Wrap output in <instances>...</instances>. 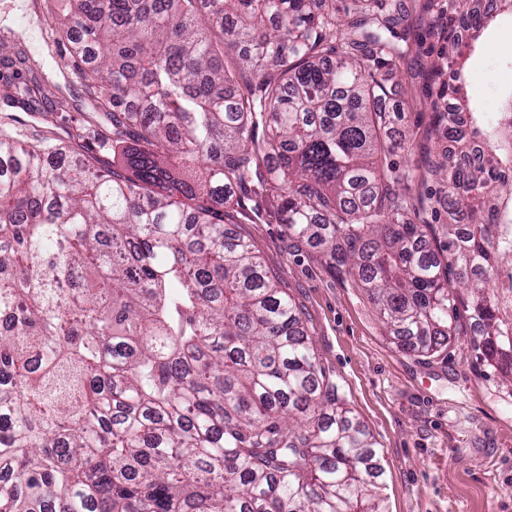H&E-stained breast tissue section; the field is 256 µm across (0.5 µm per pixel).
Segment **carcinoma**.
<instances>
[{
	"instance_id": "1",
	"label": "carcinoma",
	"mask_w": 512,
	"mask_h": 512,
	"mask_svg": "<svg viewBox=\"0 0 512 512\" xmlns=\"http://www.w3.org/2000/svg\"><path fill=\"white\" fill-rule=\"evenodd\" d=\"M350 2L378 10L339 45L336 0H45L112 164L0 117V512H383L373 435L234 228L264 212L402 352L464 336L512 381V92L488 118L461 75L512 0L428 28L431 147L365 31L400 0Z\"/></svg>"
}]
</instances>
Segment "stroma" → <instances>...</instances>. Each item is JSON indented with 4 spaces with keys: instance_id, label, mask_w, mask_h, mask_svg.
Segmentation results:
<instances>
[{
    "instance_id": "35a3bbf8",
    "label": "stroma",
    "mask_w": 512,
    "mask_h": 512,
    "mask_svg": "<svg viewBox=\"0 0 512 512\" xmlns=\"http://www.w3.org/2000/svg\"><path fill=\"white\" fill-rule=\"evenodd\" d=\"M403 7L410 44L397 61L403 117L421 139L429 122L421 72L430 59L415 40L448 0H403ZM47 27L46 13L31 0H0V30L15 31L45 79V100L28 111L5 98L6 83L17 82L18 75L0 59V113L18 115L31 140L48 124L63 138L80 127L87 131L90 122L84 87L47 51ZM509 49L512 19L503 16L466 65L472 100L495 106L500 83L512 78ZM75 149L112 160L88 131ZM240 230L283 276L305 313L321 366L373 433L384 467L386 512H512V382L477 360L462 339L447 356L417 362L386 338L370 297L314 250L290 240L283 225L259 221Z\"/></svg>"
}]
</instances>
